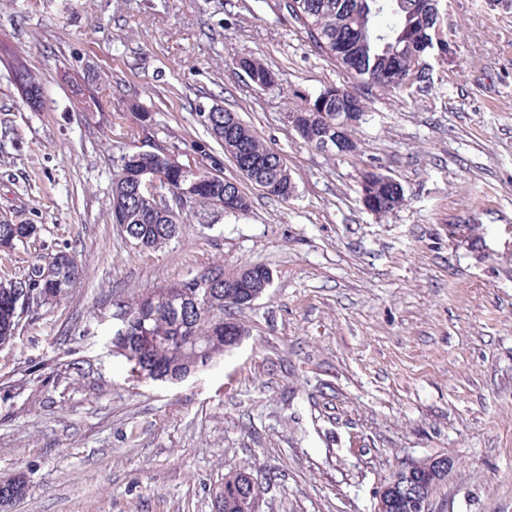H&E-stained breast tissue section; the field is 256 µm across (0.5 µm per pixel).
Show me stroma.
I'll list each match as a JSON object with an SVG mask.
<instances>
[{"mask_svg": "<svg viewBox=\"0 0 512 512\" xmlns=\"http://www.w3.org/2000/svg\"><path fill=\"white\" fill-rule=\"evenodd\" d=\"M279 3L0 0V216L38 228L0 281L59 251L80 270L0 347V481L28 484L0 512H213L231 471L270 476L258 512H376L401 466L441 457L429 512H512V0H440L453 54L425 57L427 88L373 91L353 154L288 122L348 77ZM216 106L281 153L295 196L214 146L249 211L188 213L141 249L112 221L118 157L194 159ZM371 164L404 190L383 217L361 203ZM218 263L273 274L241 345L178 383L131 377L119 306Z\"/></svg>", "mask_w": 512, "mask_h": 512, "instance_id": "35a3bbf8", "label": "stroma"}]
</instances>
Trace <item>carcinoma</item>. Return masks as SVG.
Returning <instances> with one entry per match:
<instances>
[{"label":"carcinoma","instance_id":"obj_1","mask_svg":"<svg viewBox=\"0 0 512 512\" xmlns=\"http://www.w3.org/2000/svg\"><path fill=\"white\" fill-rule=\"evenodd\" d=\"M288 14L305 29L313 46L335 60L337 65L362 83L370 74H380L398 66L406 76H415L427 82L426 73L419 69V57L430 48H436L434 19L421 0H285ZM235 63L253 71L262 81H274L273 71L251 57H236ZM345 88L329 87L320 92L302 109L311 120L306 139L320 148L323 139L336 135V115L343 111ZM202 124L211 138L224 149V155L245 160L253 172L251 183L259 180L277 183V197L286 200L295 191V182L281 154L268 146L251 129L229 111L203 112ZM144 170L163 172L171 184L184 191L186 205L173 216L157 205L141 198L132 190L131 175ZM379 202V215L395 208L398 188L387 181L374 183ZM224 207L232 214L249 210L250 201L238 182H228L208 169L184 172L168 159L156 153L130 151L119 157V173L112 185V222L126 226V234L136 245L155 249L179 232L184 215L202 207ZM36 228L31 224H16L5 216L0 218V237L9 235L18 243L31 237ZM56 274L50 281L40 282L61 296L77 278L78 265L74 257L60 251L51 257ZM244 272L243 278L251 288H262L269 269L261 265L245 271L241 266L235 272ZM231 271L217 264L205 271L200 280L189 279L174 283L157 292L138 297L127 309L135 317L128 352L116 351L124 359L134 376L143 368L164 373H178L196 364L198 353L210 349V357L217 361L224 357V322L232 323L234 336H242L245 329L236 318V306L224 301V278ZM16 293L14 283L0 282V345L9 344L15 337L19 318L12 307ZM151 336L154 341L140 347L137 337Z\"/></svg>","mask_w":512,"mask_h":512}]
</instances>
